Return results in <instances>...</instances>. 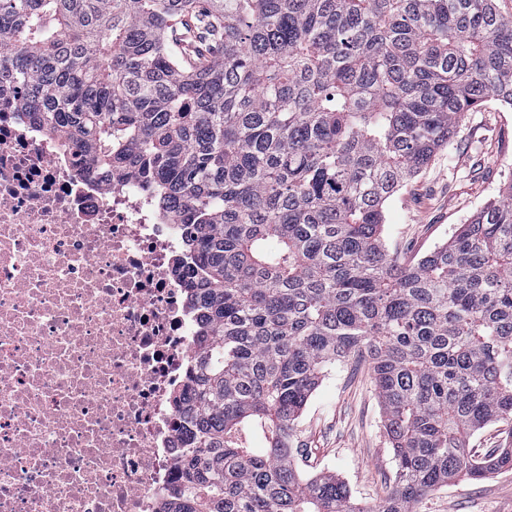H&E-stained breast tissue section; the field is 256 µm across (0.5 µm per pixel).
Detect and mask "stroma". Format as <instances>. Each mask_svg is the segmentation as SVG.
Listing matches in <instances>:
<instances>
[{
    "label": "stroma",
    "instance_id": "1",
    "mask_svg": "<svg viewBox=\"0 0 512 512\" xmlns=\"http://www.w3.org/2000/svg\"><path fill=\"white\" fill-rule=\"evenodd\" d=\"M511 178L512 111L490 103L464 113L447 148L387 204L388 251L410 261L444 244ZM295 445L305 474L335 472L361 504L377 506L395 481L383 408L362 365H344L323 381L299 420ZM414 510L512 512V473L455 482Z\"/></svg>",
    "mask_w": 512,
    "mask_h": 512
}]
</instances>
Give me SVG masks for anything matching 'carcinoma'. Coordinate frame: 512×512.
I'll return each mask as SVG.
<instances>
[{
	"label": "carcinoma",
	"mask_w": 512,
	"mask_h": 512,
	"mask_svg": "<svg viewBox=\"0 0 512 512\" xmlns=\"http://www.w3.org/2000/svg\"><path fill=\"white\" fill-rule=\"evenodd\" d=\"M2 32L0 88L190 227L200 327L162 512H413L512 470V429L468 447L512 424V181L415 263L383 240L386 204L460 116L512 108L497 0H0ZM353 358L397 467L375 508L294 461L307 401ZM505 431H507V427L504 424L490 423L471 437L469 448H473L479 454L499 448L506 437Z\"/></svg>",
	"instance_id": "carcinoma-1"
}]
</instances>
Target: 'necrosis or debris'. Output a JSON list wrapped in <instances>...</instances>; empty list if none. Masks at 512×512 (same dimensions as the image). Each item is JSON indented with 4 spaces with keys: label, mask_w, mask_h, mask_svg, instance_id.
I'll return each instance as SVG.
<instances>
[{
    "label": "necrosis or debris",
    "mask_w": 512,
    "mask_h": 512,
    "mask_svg": "<svg viewBox=\"0 0 512 512\" xmlns=\"http://www.w3.org/2000/svg\"><path fill=\"white\" fill-rule=\"evenodd\" d=\"M0 93V512H162L199 318L185 225Z\"/></svg>",
    "instance_id": "4bbe7bcc"
}]
</instances>
